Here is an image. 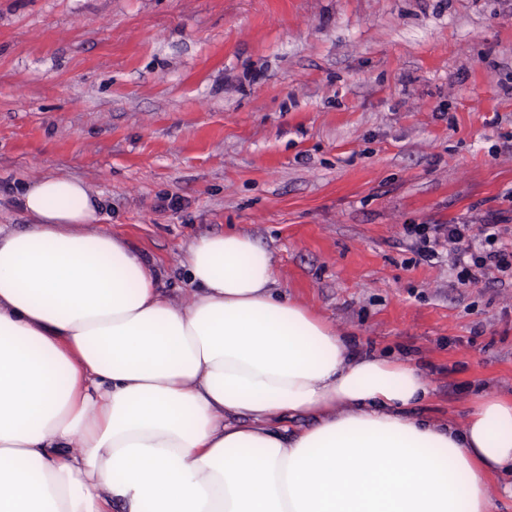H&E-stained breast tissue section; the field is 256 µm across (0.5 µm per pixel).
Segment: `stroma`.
I'll return each mask as SVG.
<instances>
[{"label": "stroma", "mask_w": 512, "mask_h": 512, "mask_svg": "<svg viewBox=\"0 0 512 512\" xmlns=\"http://www.w3.org/2000/svg\"><path fill=\"white\" fill-rule=\"evenodd\" d=\"M45 175L174 304L188 244L244 231L354 348L416 362L424 416L512 393V276L403 233L494 213L512 241V0H0V232Z\"/></svg>", "instance_id": "stroma-1"}]
</instances>
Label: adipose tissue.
Here are the masks:
<instances>
[{"label":"adipose tissue","instance_id":"obj_1","mask_svg":"<svg viewBox=\"0 0 512 512\" xmlns=\"http://www.w3.org/2000/svg\"><path fill=\"white\" fill-rule=\"evenodd\" d=\"M22 205L0 238V512H492L512 396L475 395L460 427L416 415L417 367L350 353L247 233L190 243L175 306L123 236L88 231L81 181Z\"/></svg>","mask_w":512,"mask_h":512}]
</instances>
